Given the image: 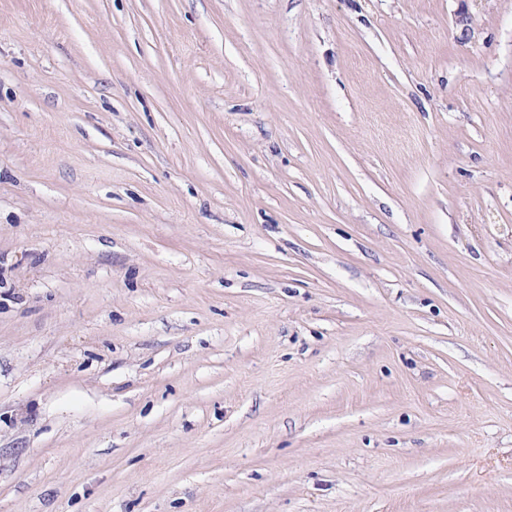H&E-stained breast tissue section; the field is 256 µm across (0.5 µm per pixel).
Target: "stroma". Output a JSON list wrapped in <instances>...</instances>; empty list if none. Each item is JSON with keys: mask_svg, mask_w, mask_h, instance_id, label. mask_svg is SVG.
I'll return each mask as SVG.
<instances>
[{"mask_svg": "<svg viewBox=\"0 0 512 512\" xmlns=\"http://www.w3.org/2000/svg\"><path fill=\"white\" fill-rule=\"evenodd\" d=\"M0 512H512V0H0Z\"/></svg>", "mask_w": 512, "mask_h": 512, "instance_id": "35a3bbf8", "label": "stroma"}]
</instances>
